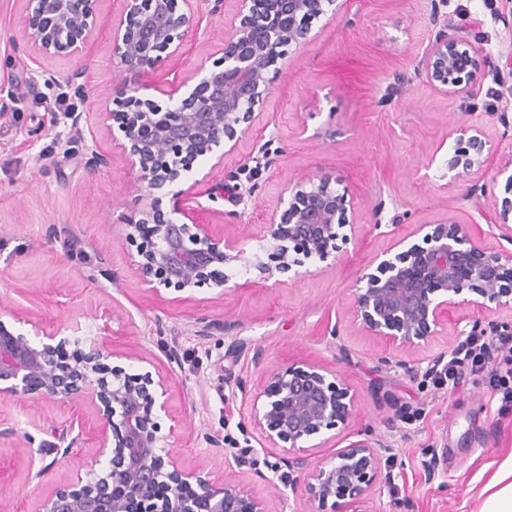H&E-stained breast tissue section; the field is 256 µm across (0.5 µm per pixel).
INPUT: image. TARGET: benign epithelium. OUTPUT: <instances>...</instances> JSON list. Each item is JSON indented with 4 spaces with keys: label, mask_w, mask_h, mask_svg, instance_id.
Wrapping results in <instances>:
<instances>
[{
    "label": "benign epithelium",
    "mask_w": 512,
    "mask_h": 512,
    "mask_svg": "<svg viewBox=\"0 0 512 512\" xmlns=\"http://www.w3.org/2000/svg\"><path fill=\"white\" fill-rule=\"evenodd\" d=\"M97 0H28L21 36L13 39L14 63L29 67L40 56H79L92 41ZM127 0L126 23L112 29V55L121 73L122 101L109 113L112 141L119 143L128 164L149 192L162 191L188 178L190 167L178 165L182 155L216 158L224 162L228 150L251 128L254 106L269 93L266 72L280 58L279 48L303 45L311 20L339 9V0H236L238 24L224 38L223 63L209 71L179 102L162 107L136 97L162 67L161 52L176 40L201 27L198 9L183 0ZM431 0L435 33L420 61V75L433 87L455 96H474L481 79L502 83L503 68L488 66L478 75L467 37L448 32L440 6ZM76 66L66 77L64 98L73 104L63 113L65 138H56L62 154H79L89 173L110 168L112 156L96 142H87L82 128L84 112L75 101L89 100ZM448 157L453 177L472 174L484 164L488 144L476 127L459 125ZM282 212H273L261 225V238L272 244L267 259L254 255L252 266L263 275L287 273L304 260L336 257L340 230L356 233L348 217L345 194L330 187L326 178L291 181L282 190ZM174 218H164L157 208L126 218V237L140 239L133 266L140 283L152 294L160 288L192 291L203 285L225 295L229 280L218 270L244 260L240 239L217 233L198 223L188 191L172 194ZM500 225L512 231V198L493 202ZM422 243L390 255L384 252L373 272L356 279L352 317L369 336L388 339L399 347L417 350L445 330L443 315L450 306H472L487 317L472 321L471 328H455L458 336H512V319L491 318L512 308V250L490 251L475 243L468 227L454 222L422 224ZM20 331L0 319V395L37 396L61 405L88 403L97 414L94 440L97 457L82 459L86 443L83 427L49 425L38 430L49 439L35 443L25 433L21 445H38L37 453H53L74 466L73 489L44 496L39 512H265L260 501L239 485L212 479L202 468L181 466L160 435L159 413L169 412L165 379L152 374H128L113 368V353L105 347H86L77 339L60 336L35 319ZM230 353L252 354L251 364H263L260 347L233 339ZM447 352L426 359V366L384 355L378 362L400 367L408 375L437 377L448 368ZM228 402H251V426L265 448H278L277 461L265 463L271 475L259 469L257 451L228 443L223 434L207 432L203 439L224 461L250 471L264 482L282 484L303 498L304 512H349L360 501L374 499L376 487L392 485L394 474L385 467L393 448L367 428L329 459L309 467L305 451L320 447L316 440L338 425H347L356 410L354 394L340 374L311 361L294 362L267 372L263 386L252 391L247 378H224ZM108 468L97 469L100 458Z\"/></svg>",
    "instance_id": "obj_1"
}]
</instances>
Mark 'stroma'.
I'll list each match as a JSON object with an SVG mask.
<instances>
[{
    "label": "stroma",
    "instance_id": "35a3bbf8",
    "mask_svg": "<svg viewBox=\"0 0 512 512\" xmlns=\"http://www.w3.org/2000/svg\"><path fill=\"white\" fill-rule=\"evenodd\" d=\"M430 0H347L333 14L312 23L309 41L289 47L285 59L269 67L270 93L254 108L255 119L221 167L201 157L190 179L206 178L237 187L243 203L200 195L203 220L223 225L242 239L246 256L266 255L258 237L261 224L277 207L284 182L326 176L346 193L357 231L341 243L337 264L306 260L297 272L274 273L260 280L244 264L226 267L235 292L195 289L192 299L169 288L147 294L131 258L135 243L126 240L123 216L158 203L170 212L173 201L152 198L137 180L120 146L108 136L111 100L93 98L83 110L86 136L112 156L108 173L91 175L80 157L55 147L65 134L58 117L66 107L56 88L30 89L7 62L12 40L20 36L26 0H0V85L18 83L20 103L0 113V307L7 316L39 319L63 335L78 334L85 345L113 349L111 366L129 374L150 372L169 380L170 412L160 415L161 433L185 467H204L212 478L251 492L265 512H302L301 498L281 495L257 477L225 465L203 440L205 432L226 431L249 438L260 460H274L262 449L257 430L238 428L250 415L246 401L225 403L224 376L234 372L260 388L266 370L307 360L339 371L357 401L347 427L328 431L322 447L309 449L311 462L331 457L355 440L364 427L384 435L394 449L393 465L402 471L380 501L391 512L398 499L412 512H479L481 491L500 464L512 456V406L491 383V373L466 375L455 389L421 381L402 369L382 370L377 359L388 354L419 360L455 348L453 335L435 337L428 347L405 351L392 342L364 335L351 317L353 290L361 270L398 240L421 242L422 224L452 220L469 227L472 238L495 250L504 239L486 218L490 201L507 195L496 177L503 157L512 155L497 106L512 98V78L485 82L472 99L444 94L422 81L418 62L433 36ZM201 28L187 34L166 67L154 75L139 98L159 105L183 98L181 79H201L220 62L230 31L232 4L208 15L200 5ZM451 26L465 30L479 64L505 62L512 51V29L502 22L512 0H448ZM98 28L86 62L93 87H119L122 75L112 58V27L126 16L125 0H99ZM479 127L491 141L482 168L465 178L446 169L458 123ZM267 148L268 162L253 158ZM404 216L392 226L394 213ZM111 277L98 275L99 266ZM335 324L339 337L324 336ZM208 336H201V328ZM175 340L179 362H170L158 337ZM252 341L264 353V370L247 358L227 353L232 337ZM138 346L142 361L124 356ZM411 411L404 422L397 407ZM56 425L82 422L92 430V408H69L35 397H0V512H37L49 492L73 485V466L49 454L29 456L15 446L18 434L32 431V417ZM436 451L441 475L428 482L423 464Z\"/></svg>",
    "mask_w": 512,
    "mask_h": 512
}]
</instances>
